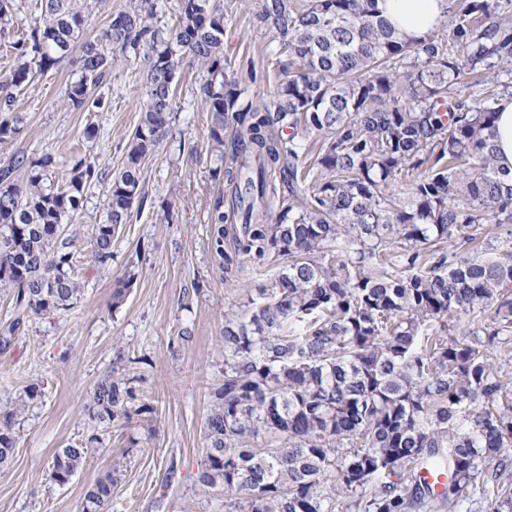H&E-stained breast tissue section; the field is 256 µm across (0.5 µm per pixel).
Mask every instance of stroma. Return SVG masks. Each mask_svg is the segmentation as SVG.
I'll return each instance as SVG.
<instances>
[{
    "label": "stroma",
    "instance_id": "stroma-1",
    "mask_svg": "<svg viewBox=\"0 0 512 512\" xmlns=\"http://www.w3.org/2000/svg\"><path fill=\"white\" fill-rule=\"evenodd\" d=\"M223 5L229 16L226 60L239 72L256 73L251 90L269 94L277 81L267 66L270 31L238 0ZM73 71L65 61L37 73L16 104L25 117L22 131L0 144V162L23 154H49L66 163L92 157L101 170L67 225L85 283L76 307L22 318L12 296L0 293V332L14 331L10 347L0 348V406L28 384L42 390L16 419L17 448L0 467V512H82L89 488L110 474L109 512H224L223 492L198 480L210 394L224 379V311L240 306L246 290L266 283L279 261L245 268L232 280L219 276L208 211L222 182L209 154L208 114L194 97L204 74L187 61L178 73L180 108L172 115V131L144 167L145 208L123 226L109 264L96 266L91 227L139 123L145 74L137 63H115L97 91L103 107L75 108L65 96ZM91 127L97 131L92 140L85 136ZM128 278L132 287L114 304L117 283ZM184 328L190 340H179ZM121 355L136 359L137 384L153 411L98 437L83 411ZM75 442L89 444L91 454L69 484L51 483L53 455Z\"/></svg>",
    "mask_w": 512,
    "mask_h": 512
}]
</instances>
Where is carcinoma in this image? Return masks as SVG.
Here are the masks:
<instances>
[{
    "label": "carcinoma",
    "instance_id": "cac0c4a2",
    "mask_svg": "<svg viewBox=\"0 0 512 512\" xmlns=\"http://www.w3.org/2000/svg\"><path fill=\"white\" fill-rule=\"evenodd\" d=\"M78 0H37L30 31L0 59V143L21 131L16 94L80 46L65 94L85 106L116 56L146 72L140 122L111 178L91 256L105 266L121 227L145 201L144 164L172 131L176 74L205 72L209 150L222 176L210 247L222 278L282 260L269 282L224 311V381L205 417L200 481L224 491V512H409L453 504L497 461L493 512L512 507V391L489 349L512 344V250L473 256L484 224H512V169L497 162L490 94L465 82L512 74V0H458L434 30L398 31L380 0H238L273 32L279 79L269 98L224 63L220 0H128L84 41ZM17 0H0V30ZM234 127L231 151L224 129ZM53 156L0 166V291L21 312L68 311L84 288L66 223L98 177L83 158L56 180ZM402 183L406 191L393 186ZM112 367L86 407L104 430L152 411L129 365ZM31 384L0 412V465L13 458L15 419ZM89 448L59 449L49 480L64 486ZM448 474L434 493L421 467ZM112 477L83 512H108Z\"/></svg>",
    "mask_w": 512,
    "mask_h": 512
}]
</instances>
